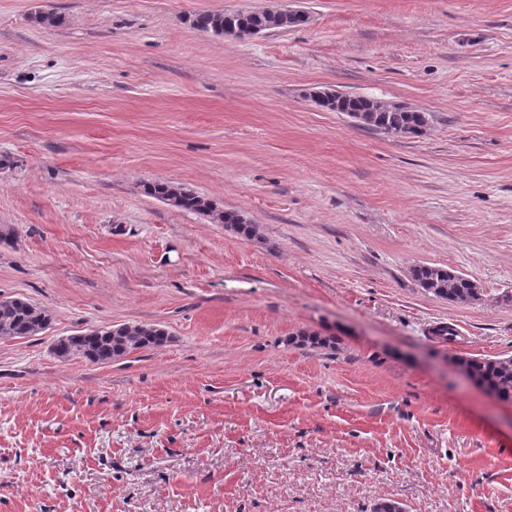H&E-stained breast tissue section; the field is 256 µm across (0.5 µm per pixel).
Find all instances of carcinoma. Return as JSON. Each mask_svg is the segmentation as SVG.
<instances>
[{"mask_svg": "<svg viewBox=\"0 0 512 512\" xmlns=\"http://www.w3.org/2000/svg\"><path fill=\"white\" fill-rule=\"evenodd\" d=\"M304 20L298 17L274 18L263 11L233 10L202 12L192 19L197 30L219 35L226 29H234L242 35L267 27L278 30L299 27ZM323 106L330 111L360 113L364 120L360 125L393 136L418 137L428 126L424 112H414L399 106L386 107L381 102L361 95L344 93L336 96L326 93ZM147 195L182 209L212 217L214 222L224 224L246 239L255 238L258 227L248 222L236 211L219 210L208 198L181 186L168 182L144 184ZM412 279L425 291L451 304H469L481 300L482 289L475 287L473 280L444 266L418 263L410 269ZM50 323L47 310L23 298L0 300V336L23 338L41 333ZM170 342L168 332L156 325H124L116 329L99 330L96 335L75 334L59 341L54 346L55 354L63 359L82 357L91 362L110 361L132 349L161 347ZM293 346L329 348L335 344L332 336L315 332H300L288 338ZM462 369L467 377L477 384L495 392L503 402H512V357L465 358Z\"/></svg>", "mask_w": 512, "mask_h": 512, "instance_id": "carcinoma-1", "label": "carcinoma"}]
</instances>
